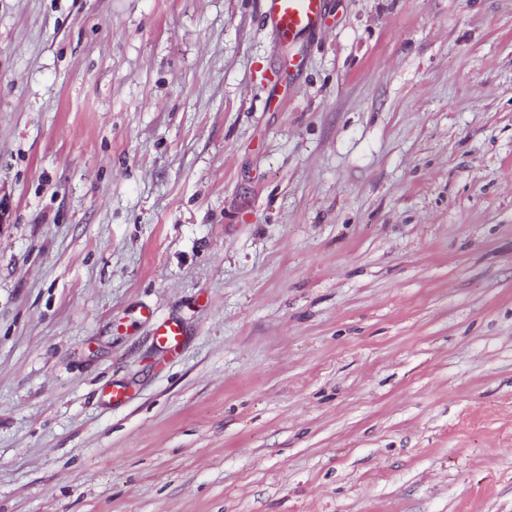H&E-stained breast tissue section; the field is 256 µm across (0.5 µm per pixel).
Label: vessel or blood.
<instances>
[{
  "mask_svg": "<svg viewBox=\"0 0 512 512\" xmlns=\"http://www.w3.org/2000/svg\"><path fill=\"white\" fill-rule=\"evenodd\" d=\"M262 6L267 27L283 43L315 30L326 14V0H262ZM154 336L161 347L172 352L182 343L179 325L169 320L156 322Z\"/></svg>",
  "mask_w": 512,
  "mask_h": 512,
  "instance_id": "obj_1",
  "label": "vessel or blood"
}]
</instances>
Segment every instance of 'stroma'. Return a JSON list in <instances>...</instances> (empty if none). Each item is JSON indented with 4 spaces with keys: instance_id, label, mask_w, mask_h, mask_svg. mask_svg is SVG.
Instances as JSON below:
<instances>
[{
    "instance_id": "35a3bbf8",
    "label": "stroma",
    "mask_w": 512,
    "mask_h": 512,
    "mask_svg": "<svg viewBox=\"0 0 512 512\" xmlns=\"http://www.w3.org/2000/svg\"><path fill=\"white\" fill-rule=\"evenodd\" d=\"M0 512H512V0H0ZM327 0H262L266 26L282 43L315 30L326 14ZM154 336L161 347L171 352H177L182 344V331L179 325L169 320L156 322Z\"/></svg>"
}]
</instances>
